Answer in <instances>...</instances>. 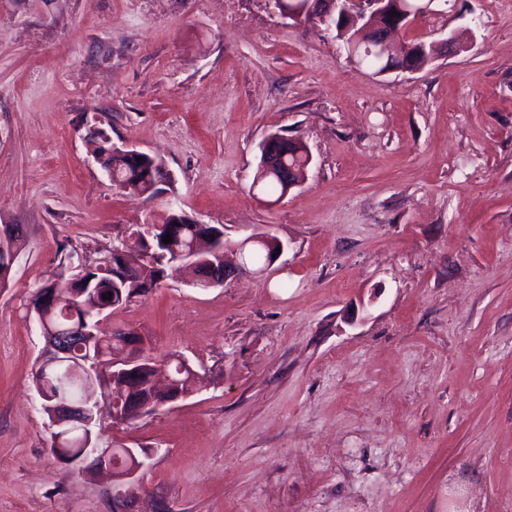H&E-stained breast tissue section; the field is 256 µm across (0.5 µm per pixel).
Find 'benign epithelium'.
<instances>
[{
  "mask_svg": "<svg viewBox=\"0 0 512 512\" xmlns=\"http://www.w3.org/2000/svg\"><path fill=\"white\" fill-rule=\"evenodd\" d=\"M309 13L320 14L325 18H336L348 20L349 24L359 29L355 41L347 44L350 55H355L357 48L361 45L371 50H377L385 56L396 60H402L409 53L416 50V45H403L400 43L398 34L404 30L418 16L428 13L424 9L412 12L401 7L400 0H309ZM465 49V46L457 41L456 36L451 35L438 43L432 45V51L424 55L427 61L450 51L458 53ZM94 143L97 152L94 153L95 160L102 164L112 156L125 157L130 161L145 158V152L130 144L121 146L112 142V138L99 137V132H94ZM286 141L288 138L277 133L268 135L260 144L261 170L266 173H276L285 187V193L296 189L303 184L304 175L308 164L312 163V155L308 150H303L307 159V165L296 168L285 162L289 155ZM168 216L161 224L147 226L146 236L154 238V241H162L167 235H175L176 225L196 224L199 229L206 228V224L189 216L181 208L175 199H168ZM136 241L122 249L112 248V252L100 258V261L112 266V276L121 281H129L138 275L141 269L153 267L158 270V276H165V263H187L196 271L194 286L197 288H216L224 282L245 271V264L237 267L229 266L224 258L223 246L215 248L214 253L219 255L220 263L203 262L194 260L192 251H176L175 258L165 260L159 257V252L153 249L152 245L142 247L137 242L139 235H134ZM248 244L261 245L267 248V265L276 262L281 253L277 249L283 248V244L275 236L269 233H253L246 237L241 246ZM61 302V294L55 288H41L32 294L28 304L29 318L35 324L40 334L45 336L49 342L48 349L51 350L52 359L45 357L38 361L36 375L41 380H46L48 370L55 364L67 361L69 351L67 347L68 333L62 329H56L49 324V318ZM113 339L119 340L121 353L112 360V377L118 380L116 399L112 401V418L123 419L129 413L143 415L153 412L156 409L174 402L185 399L188 394L179 390L173 383L162 390H154L151 397L141 399L133 403L126 400V393L136 390V387L145 379H154V367L143 358L144 340L133 331L123 328L112 329ZM52 415L55 427L64 429V432L79 430L86 432L90 426L88 409L75 403L59 394L53 397ZM114 451L111 448H100L97 444L89 443L82 448L74 463L81 464L91 460V467L101 471L112 472L114 479L121 483H127L138 478L144 462L140 459L139 453L133 448L125 449L128 461L126 467H115L112 463Z\"/></svg>",
  "mask_w": 512,
  "mask_h": 512,
  "instance_id": "1",
  "label": "benign epithelium"
}]
</instances>
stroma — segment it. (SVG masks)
Masks as SVG:
<instances>
[{"mask_svg":"<svg viewBox=\"0 0 512 512\" xmlns=\"http://www.w3.org/2000/svg\"><path fill=\"white\" fill-rule=\"evenodd\" d=\"M466 49L376 74L265 0H0V512H512V7L434 0L404 42ZM109 129L161 162L190 216L267 269L207 290L170 269L113 308L195 393L94 431L138 480L59 462L26 316L64 242L91 257L162 223L113 185ZM313 156L276 202L251 183L272 133ZM248 244L261 245L267 248V252L261 247L253 248L247 254V260L249 263L254 265L264 264L267 256V266L272 265L276 262L284 251V246L280 240L269 233H253L246 237L240 244L241 248ZM277 248H280V252H277Z\"/></svg>","mask_w":512,"mask_h":512,"instance_id":"obj_1","label":"stroma"}]
</instances>
